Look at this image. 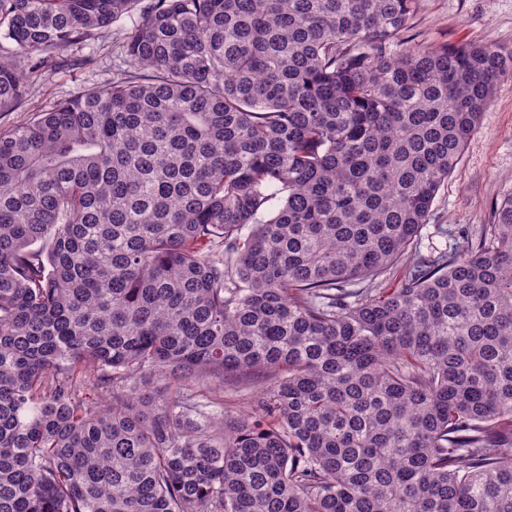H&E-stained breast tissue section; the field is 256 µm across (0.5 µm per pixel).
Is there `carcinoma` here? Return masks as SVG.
I'll return each mask as SVG.
<instances>
[{
  "label": "carcinoma",
  "mask_w": 512,
  "mask_h": 512,
  "mask_svg": "<svg viewBox=\"0 0 512 512\" xmlns=\"http://www.w3.org/2000/svg\"><path fill=\"white\" fill-rule=\"evenodd\" d=\"M417 2L0 0V112L139 12L0 131V512H512V195L380 287L512 76ZM118 29L98 31L95 40L83 49L69 54L77 58L90 57L92 62L74 65L53 72L49 77L30 80L21 103L12 112H0V129H8L30 121L39 111L48 110L70 97L80 88L102 85L112 78V69L120 63L121 39ZM98 37V38H97ZM243 387L244 385L241 381L239 382L238 378L234 375H228L224 379V399L233 400L232 403H236L235 406L237 409H239L240 406H244L243 402L253 401L256 396L255 392L245 391Z\"/></svg>",
  "instance_id": "carcinoma-1"
}]
</instances>
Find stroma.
Returning <instances> with one entry per match:
<instances>
[{
  "instance_id": "stroma-1",
  "label": "stroma",
  "mask_w": 512,
  "mask_h": 512,
  "mask_svg": "<svg viewBox=\"0 0 512 512\" xmlns=\"http://www.w3.org/2000/svg\"><path fill=\"white\" fill-rule=\"evenodd\" d=\"M119 30V29H118ZM116 29L99 31L76 50L87 57L77 64L29 81L21 103L0 112V129L30 121L84 87L104 84L120 62L121 39ZM412 43L438 45L476 41L512 52V0H418L417 12L404 34ZM512 193V77L502 78L494 100L483 113L478 132L468 141L461 159L436 197L428 227L422 231L421 252L443 247L434 236L437 224L462 225L479 235L491 220L494 203Z\"/></svg>"
}]
</instances>
